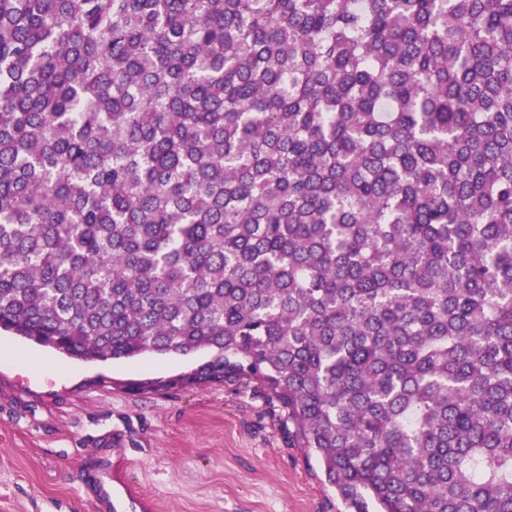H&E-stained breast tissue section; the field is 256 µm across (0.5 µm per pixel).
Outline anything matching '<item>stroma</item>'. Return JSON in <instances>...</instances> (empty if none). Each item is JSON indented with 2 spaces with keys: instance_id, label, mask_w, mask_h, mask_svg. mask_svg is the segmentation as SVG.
Wrapping results in <instances>:
<instances>
[{
  "instance_id": "obj_1",
  "label": "stroma",
  "mask_w": 512,
  "mask_h": 512,
  "mask_svg": "<svg viewBox=\"0 0 512 512\" xmlns=\"http://www.w3.org/2000/svg\"><path fill=\"white\" fill-rule=\"evenodd\" d=\"M0 348L21 357L0 361V512H105L110 466L153 512L344 510L261 384L153 390L210 352L82 361L3 330Z\"/></svg>"
}]
</instances>
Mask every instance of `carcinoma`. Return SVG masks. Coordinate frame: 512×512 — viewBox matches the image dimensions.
Masks as SVG:
<instances>
[{
	"instance_id": "1",
	"label": "carcinoma",
	"mask_w": 512,
	"mask_h": 512,
	"mask_svg": "<svg viewBox=\"0 0 512 512\" xmlns=\"http://www.w3.org/2000/svg\"><path fill=\"white\" fill-rule=\"evenodd\" d=\"M0 329L211 358L345 512H512V0H0Z\"/></svg>"
}]
</instances>
